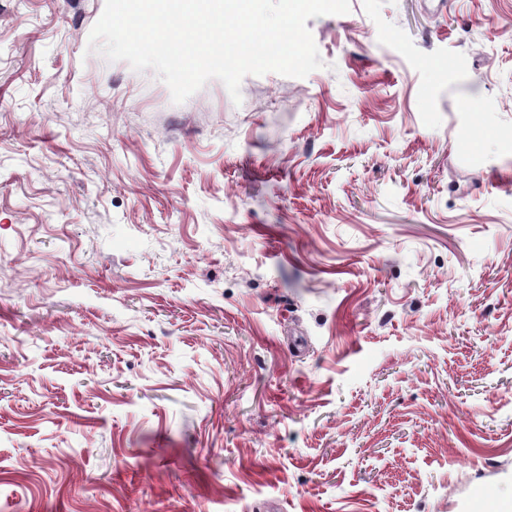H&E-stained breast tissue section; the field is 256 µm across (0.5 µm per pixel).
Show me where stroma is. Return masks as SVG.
<instances>
[{"label":"stroma","mask_w":512,"mask_h":512,"mask_svg":"<svg viewBox=\"0 0 512 512\" xmlns=\"http://www.w3.org/2000/svg\"><path fill=\"white\" fill-rule=\"evenodd\" d=\"M104 5L0 0V512H494L512 0H350L180 104Z\"/></svg>","instance_id":"1"}]
</instances>
